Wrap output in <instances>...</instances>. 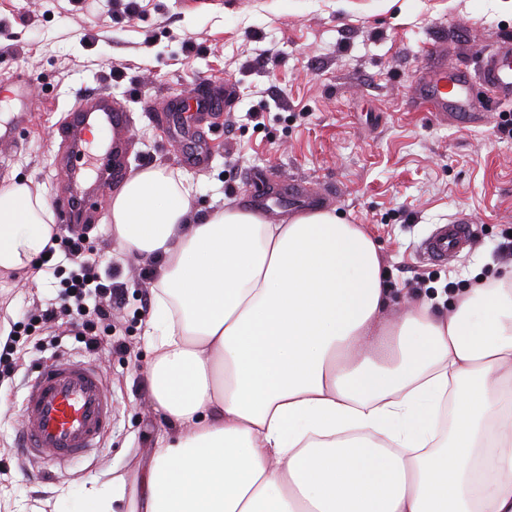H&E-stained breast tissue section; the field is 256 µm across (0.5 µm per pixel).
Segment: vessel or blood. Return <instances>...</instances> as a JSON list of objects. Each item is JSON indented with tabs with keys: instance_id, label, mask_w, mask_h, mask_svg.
I'll list each match as a JSON object with an SVG mask.
<instances>
[{
	"instance_id": "1",
	"label": "vessel or blood",
	"mask_w": 512,
	"mask_h": 512,
	"mask_svg": "<svg viewBox=\"0 0 512 512\" xmlns=\"http://www.w3.org/2000/svg\"><path fill=\"white\" fill-rule=\"evenodd\" d=\"M474 82L483 87L491 103L512 100V43L500 42L475 76L464 70L451 73L444 68L429 69L415 87L411 104L442 122L470 117V85ZM130 125L129 114L102 96L93 105L78 104L69 114L67 129L76 153H86L92 130L111 136L110 149L95 160L98 182L122 173ZM319 200V195L308 192L301 183L288 181L279 192L278 204L300 208L313 206ZM470 237L469 221L459 218L438 225L423 250L430 261L445 264L469 245ZM22 413L21 436L30 457L46 466L61 468L98 447L112 422V400L96 366L61 357L39 370L31 381Z\"/></svg>"
}]
</instances>
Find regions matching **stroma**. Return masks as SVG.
Listing matches in <instances>:
<instances>
[{
	"instance_id": "35a3bbf8",
	"label": "stroma",
	"mask_w": 512,
	"mask_h": 512,
	"mask_svg": "<svg viewBox=\"0 0 512 512\" xmlns=\"http://www.w3.org/2000/svg\"><path fill=\"white\" fill-rule=\"evenodd\" d=\"M512 40L504 0H0V84L25 73L33 100L0 98V183L33 180L47 200L65 196L62 125L85 94L104 95L133 118L127 175L165 167L193 188L194 206L243 205L295 179L322 206L376 241L397 299L501 276L512 261V104L472 98L477 122H438L408 99L437 46L441 63L477 74L492 48ZM232 86V109L215 105L193 122L177 116L187 91ZM204 166L186 163L198 147ZM111 192H97L82 234L88 256L120 300L111 336L86 350L68 319L38 321L57 302L70 264L41 269L28 284L0 282V317L25 328L26 343L0 372V512H63L92 487L131 477L169 425L151 396L153 360L144 336L156 274L121 253L112 237ZM468 217L477 242L445 265L422 248L437 225ZM91 361L108 382L112 425L101 448L41 476L18 445L25 385L59 356Z\"/></svg>"
}]
</instances>
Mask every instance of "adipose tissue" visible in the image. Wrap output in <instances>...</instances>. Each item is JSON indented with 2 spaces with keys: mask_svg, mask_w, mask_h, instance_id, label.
Returning a JSON list of instances; mask_svg holds the SVG:
<instances>
[{
  "mask_svg": "<svg viewBox=\"0 0 512 512\" xmlns=\"http://www.w3.org/2000/svg\"><path fill=\"white\" fill-rule=\"evenodd\" d=\"M110 222L158 276L148 375L173 430L84 512H512V271L388 319L378 247L335 211L203 213L155 167ZM60 234L32 181L0 186V278L31 281Z\"/></svg>",
  "mask_w": 512,
  "mask_h": 512,
  "instance_id": "adipose-tissue-1",
  "label": "adipose tissue"
}]
</instances>
